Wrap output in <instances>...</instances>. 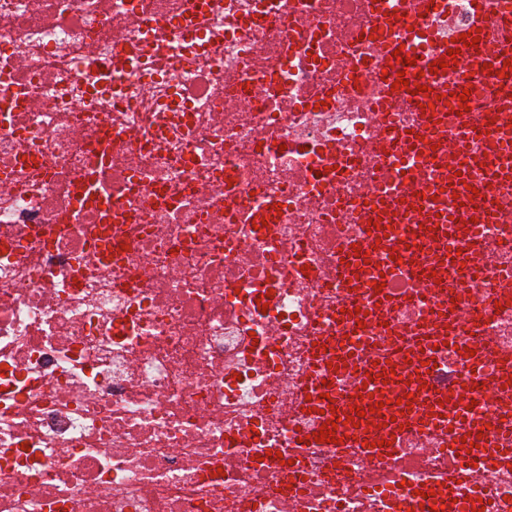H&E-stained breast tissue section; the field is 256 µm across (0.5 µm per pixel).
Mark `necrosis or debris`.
I'll return each mask as SVG.
<instances>
[{"label":"necrosis or debris","mask_w":512,"mask_h":512,"mask_svg":"<svg viewBox=\"0 0 512 512\" xmlns=\"http://www.w3.org/2000/svg\"><path fill=\"white\" fill-rule=\"evenodd\" d=\"M512 0H446L399 16L434 53ZM388 0H0V512H399L460 467L447 436L398 456L296 447L316 428L303 385L336 334L341 247L398 167L368 59ZM465 86L498 165L503 72L482 53L426 76ZM473 276L393 274L400 301L351 337L396 360L451 310L431 375L473 388L512 430V184L495 223L448 240ZM267 301L260 310L259 301ZM305 466L291 486L275 454ZM512 512V459L456 490Z\"/></svg>","instance_id":"obj_1"}]
</instances>
